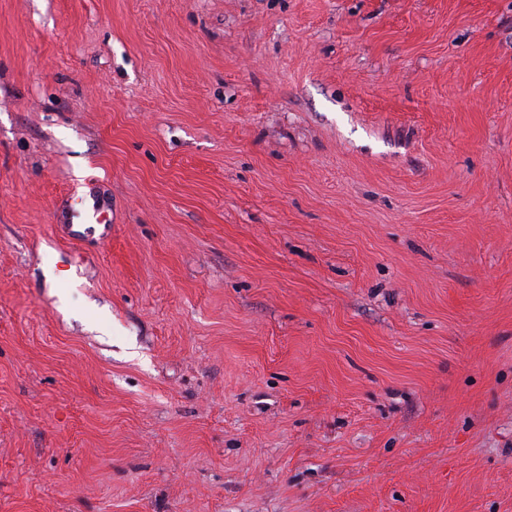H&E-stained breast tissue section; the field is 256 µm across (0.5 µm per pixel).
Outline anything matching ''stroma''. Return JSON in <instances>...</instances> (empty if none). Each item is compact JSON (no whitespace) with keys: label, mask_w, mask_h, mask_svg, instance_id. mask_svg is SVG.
Returning <instances> with one entry per match:
<instances>
[{"label":"stroma","mask_w":512,"mask_h":512,"mask_svg":"<svg viewBox=\"0 0 512 512\" xmlns=\"http://www.w3.org/2000/svg\"><path fill=\"white\" fill-rule=\"evenodd\" d=\"M0 512H512V0H0Z\"/></svg>","instance_id":"stroma-1"}]
</instances>
